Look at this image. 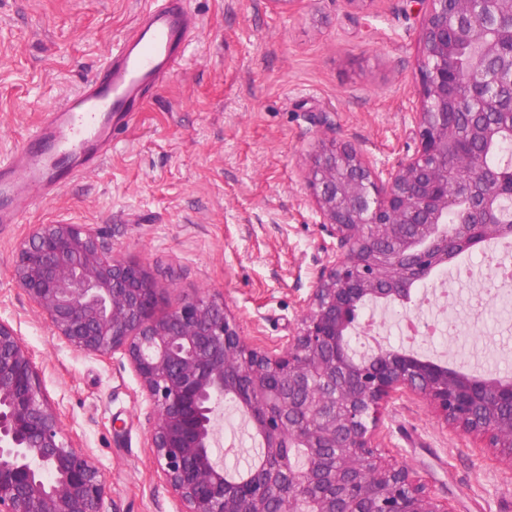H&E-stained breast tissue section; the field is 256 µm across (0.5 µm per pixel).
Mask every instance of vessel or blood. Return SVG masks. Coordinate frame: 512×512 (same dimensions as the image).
<instances>
[{
	"label": "vessel or blood",
	"mask_w": 512,
	"mask_h": 512,
	"mask_svg": "<svg viewBox=\"0 0 512 512\" xmlns=\"http://www.w3.org/2000/svg\"><path fill=\"white\" fill-rule=\"evenodd\" d=\"M196 25L185 0H147L97 73L46 109L34 133L0 161V224L21 223L36 203L103 164L117 131L180 66Z\"/></svg>",
	"instance_id": "1"
}]
</instances>
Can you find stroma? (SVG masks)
I'll return each mask as SVG.
<instances>
[{
  "instance_id": "obj_1",
  "label": "stroma",
  "mask_w": 512,
  "mask_h": 512,
  "mask_svg": "<svg viewBox=\"0 0 512 512\" xmlns=\"http://www.w3.org/2000/svg\"><path fill=\"white\" fill-rule=\"evenodd\" d=\"M145 0H0V158L42 111L77 87L135 23ZM198 21L186 62L152 94L103 165L0 228V320L32 353L73 443L111 478L104 512H177L147 446L153 422L126 360L68 346L12 276L15 245L37 224L91 225L100 244L138 261L173 306L198 290L223 296L247 338L296 331L336 239L307 185L322 144L358 148L376 165L412 155L421 15L416 0H186ZM437 273L412 313L437 304L458 333L421 355L463 369L461 345L490 353L512 327V288L487 297L479 332L468 297ZM384 461L412 467L455 512H512V469L487 441H462L422 398L386 412Z\"/></svg>"
}]
</instances>
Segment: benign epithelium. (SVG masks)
<instances>
[{
    "label": "benign epithelium",
    "instance_id": "obj_1",
    "mask_svg": "<svg viewBox=\"0 0 512 512\" xmlns=\"http://www.w3.org/2000/svg\"><path fill=\"white\" fill-rule=\"evenodd\" d=\"M421 64L417 146L376 166L328 143L307 182L336 252L300 326L252 344L224 299L200 291L161 311L143 266L106 252L87 224H39L16 247L13 278L73 349L125 359L153 408L147 437L178 512H453L404 464H385L375 430L402 395L420 396L464 437L503 449L512 469V380L465 373L402 348L358 355L357 312L411 301L451 256L512 235V43L499 19L512 0H417ZM476 54L462 58L461 41ZM465 218L448 223V213ZM231 402L259 441L230 480L212 451L215 415ZM109 479L65 433L32 356L0 321V512H102Z\"/></svg>",
    "mask_w": 512,
    "mask_h": 512
}]
</instances>
